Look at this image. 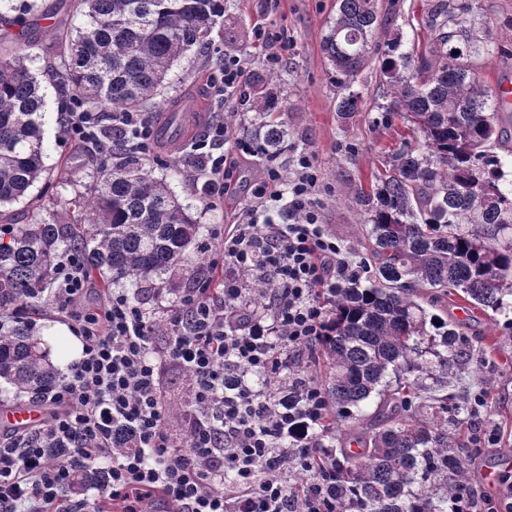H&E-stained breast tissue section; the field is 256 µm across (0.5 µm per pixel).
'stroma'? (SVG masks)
Returning a JSON list of instances; mask_svg holds the SVG:
<instances>
[{"label": "stroma", "mask_w": 512, "mask_h": 512, "mask_svg": "<svg viewBox=\"0 0 512 512\" xmlns=\"http://www.w3.org/2000/svg\"><path fill=\"white\" fill-rule=\"evenodd\" d=\"M39 2L43 11L26 18L31 50L25 64L41 80L45 96L42 123L48 179L36 182L27 198L6 206V220L13 224L68 220L67 201L89 193L96 177L84 150L60 130L58 83L46 69L55 34L75 29L81 17L75 0ZM335 4L336 0H228L210 43L175 63L165 101L156 106L151 119L159 121L167 107L190 97L202 104L200 122L197 130L182 132L166 147L153 149L145 166L153 177L166 180L188 209L200 227V243H209L212 228L244 222L251 188L263 178L260 158L239 157L233 167L235 191L208 195L206 187L193 180L196 158L188 151L190 143L201 138L214 120L229 119L231 137H244L245 127L254 118L248 87L221 99L210 76L229 56L246 61L248 72H255L262 57L255 47V31L261 26L288 38L273 67L279 77V93L288 103L280 120L291 132L287 148L278 156L282 176L291 177L296 155L312 153L319 169L315 203L326 233L348 250L361 241L363 217L352 201V189L372 185L385 151L398 145L404 129L398 123L390 127L377 123L376 106L382 101L383 87L372 67L365 69L355 84L362 97L359 112L350 119L337 112L340 89L321 52L322 37L336 15ZM427 4L428 0H379L383 28L400 29L408 45L426 40ZM471 32L498 50L497 55L478 60L479 78L491 87L512 80V0H478ZM448 318L461 325L468 339L463 379L456 394L467 397L481 389L488 394V405L480 415L467 417L458 445L467 461L470 485L496 500L512 483V328L502 317L470 308L460 298L449 302ZM480 430L494 435L495 445L475 449L470 436Z\"/></svg>", "instance_id": "obj_1"}]
</instances>
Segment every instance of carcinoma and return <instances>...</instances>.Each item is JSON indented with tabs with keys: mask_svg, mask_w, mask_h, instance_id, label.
Wrapping results in <instances>:
<instances>
[{
	"mask_svg": "<svg viewBox=\"0 0 512 512\" xmlns=\"http://www.w3.org/2000/svg\"><path fill=\"white\" fill-rule=\"evenodd\" d=\"M81 25L57 37L62 71L59 112H148L176 61L210 40L224 0H77ZM474 5L429 4L430 37L406 48L398 30H378V0H336L323 55L347 90L336 111L348 118L360 98L349 91L377 65L387 103L380 123L399 120L408 137L387 154L385 172L353 199L369 225L367 282H347L327 300L325 391L328 442L361 420L378 399L381 423L365 429L359 450L331 451L336 512H448L468 487L448 422L464 411L449 393L464 354L463 333L435 310L459 295L512 324V114L475 75L493 54L469 36ZM29 45L0 53V208L27 195L42 176L45 99L23 64ZM274 76L251 82L256 122L247 131L263 154L288 140L271 114L286 107ZM89 194L68 200L74 224L0 226V315L38 306L61 252L76 249L88 274L110 282L166 283L192 261L199 225L116 138ZM59 380L56 364L29 320L0 326V383L31 398Z\"/></svg>",
	"mask_w": 512,
	"mask_h": 512,
	"instance_id": "cac0c4a2",
	"label": "carcinoma"
}]
</instances>
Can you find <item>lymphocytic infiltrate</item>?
<instances>
[{
	"instance_id": "lymphocytic-infiltrate-1",
	"label": "lymphocytic infiltrate",
	"mask_w": 512,
	"mask_h": 512,
	"mask_svg": "<svg viewBox=\"0 0 512 512\" xmlns=\"http://www.w3.org/2000/svg\"><path fill=\"white\" fill-rule=\"evenodd\" d=\"M107 121L148 153L153 129L141 112H76L63 131L107 151ZM229 141L223 122L210 125L196 178L223 184ZM265 168L248 221L213 232L207 247L210 267L235 271L222 284L199 277L171 300L153 289L147 303L116 288L100 311L80 315L90 277L78 252L60 255L49 307L70 323L82 350L37 400L50 426L0 435V512H103V499L117 512H145L150 495L168 512H330L329 475L315 466L327 418L323 390L301 374L284 388L257 387L250 378L283 373L289 359L315 345L324 332V297L360 278L364 267L320 222L313 156L296 155L283 191L276 158ZM279 202L293 222H261ZM249 276L271 283L263 308L246 302ZM170 367L190 374L179 438L167 427L161 388ZM129 439L134 447H126ZM91 460L103 473L94 503L68 494ZM295 470L308 474L297 488L288 478Z\"/></svg>"
}]
</instances>
